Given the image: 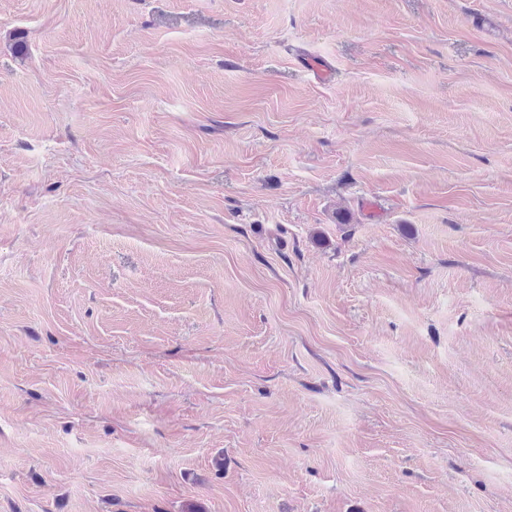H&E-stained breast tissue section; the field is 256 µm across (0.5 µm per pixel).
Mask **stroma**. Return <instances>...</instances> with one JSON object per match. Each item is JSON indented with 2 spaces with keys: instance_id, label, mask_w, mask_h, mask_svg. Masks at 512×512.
Instances as JSON below:
<instances>
[{
  "instance_id": "35a3bbf8",
  "label": "stroma",
  "mask_w": 512,
  "mask_h": 512,
  "mask_svg": "<svg viewBox=\"0 0 512 512\" xmlns=\"http://www.w3.org/2000/svg\"><path fill=\"white\" fill-rule=\"evenodd\" d=\"M195 506L512 512V0H0V512Z\"/></svg>"
}]
</instances>
